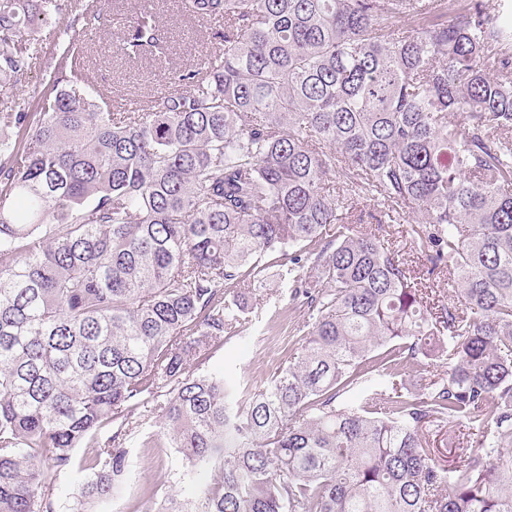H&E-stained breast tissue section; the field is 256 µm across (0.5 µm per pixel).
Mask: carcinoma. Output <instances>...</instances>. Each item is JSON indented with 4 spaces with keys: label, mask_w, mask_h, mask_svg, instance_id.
Wrapping results in <instances>:
<instances>
[{
    "label": "carcinoma",
    "mask_w": 512,
    "mask_h": 512,
    "mask_svg": "<svg viewBox=\"0 0 512 512\" xmlns=\"http://www.w3.org/2000/svg\"><path fill=\"white\" fill-rule=\"evenodd\" d=\"M185 8L223 44L145 109L105 111L70 40L39 111L0 112V512H62L47 473L74 469L71 512H96L148 413L142 447L215 471L154 512H512V0ZM58 13L0 0V92ZM117 50L167 56L155 8ZM358 199L414 218L455 301L358 228ZM284 260L278 372H190ZM448 424L466 445L443 465ZM456 426L448 425L442 431H433L430 441L433 446V458L441 464L449 465L454 455V434Z\"/></svg>",
    "instance_id": "carcinoma-1"
}]
</instances>
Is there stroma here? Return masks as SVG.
I'll return each mask as SVG.
<instances>
[{"instance_id": "1", "label": "stroma", "mask_w": 512, "mask_h": 512, "mask_svg": "<svg viewBox=\"0 0 512 512\" xmlns=\"http://www.w3.org/2000/svg\"><path fill=\"white\" fill-rule=\"evenodd\" d=\"M132 0H117L106 16L94 22L95 38L84 39V58L89 75L106 94V108L117 111L124 99L136 96L149 101L164 92L168 84L164 71L168 68L189 69L198 58L219 47L224 34L220 21L199 22L183 11L179 0H163L160 6V34L169 45L165 67L151 62L132 64L108 46L118 43L124 26L132 14ZM41 56L25 77L9 91L4 104L12 110L34 112L38 100L49 86L46 73L60 61L59 47L67 36L55 20L44 23L38 33ZM265 326L255 323L239 336L216 342L209 360L201 370L218 376L245 378L252 385L265 384L276 368L287 358L296 338L292 325L283 316H276L273 334H265ZM129 473L127 488L122 495L98 506V512H136L141 503V488L154 487L157 497L171 494H193L197 485L208 482V469L189 470L181 455L173 448H144L138 439L127 445Z\"/></svg>"}]
</instances>
